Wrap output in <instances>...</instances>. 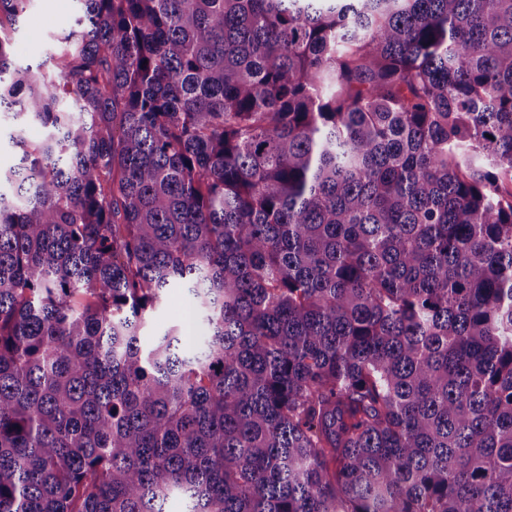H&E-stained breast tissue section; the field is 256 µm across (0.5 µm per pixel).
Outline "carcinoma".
Segmentation results:
<instances>
[{"mask_svg": "<svg viewBox=\"0 0 512 512\" xmlns=\"http://www.w3.org/2000/svg\"><path fill=\"white\" fill-rule=\"evenodd\" d=\"M78 2L0 39V512H512V0ZM31 9L34 16L29 20L15 26L4 21L10 55L22 65H35L45 60L52 38L73 28L76 17L75 0H34ZM169 329L178 331L184 349L196 348L202 329L196 321L193 300L186 288L169 289L162 303L149 315L141 332L142 347H150L158 334Z\"/></svg>", "mask_w": 512, "mask_h": 512, "instance_id": "obj_1", "label": "carcinoma"}]
</instances>
